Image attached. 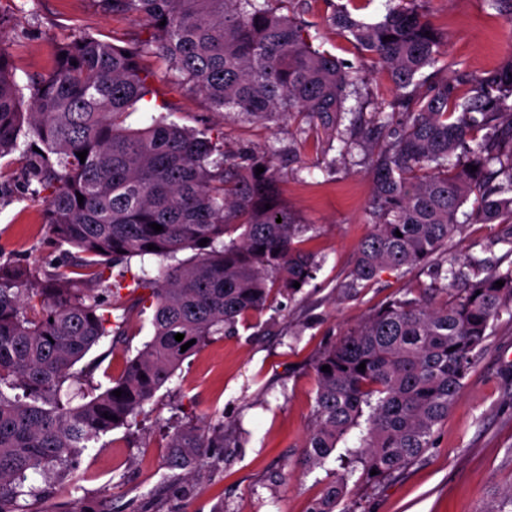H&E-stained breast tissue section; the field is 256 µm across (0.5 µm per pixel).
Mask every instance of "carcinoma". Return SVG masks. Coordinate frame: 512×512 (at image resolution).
Returning a JSON list of instances; mask_svg holds the SVG:
<instances>
[{
	"mask_svg": "<svg viewBox=\"0 0 512 512\" xmlns=\"http://www.w3.org/2000/svg\"><path fill=\"white\" fill-rule=\"evenodd\" d=\"M278 2L98 0L105 13L145 22L150 36L119 46L76 35L59 45L51 70L24 86L0 42V160L25 146L46 223L76 249L64 255L69 277L0 261V512H31L28 499L43 490L28 484L30 474L59 477L87 442L129 424L212 336L272 306L274 290L295 295L293 284L307 285L320 267L302 247L305 225L280 200L278 150L218 160L216 140L163 113L125 126L136 103L153 99L157 72L142 65L147 56L218 112L299 117L338 140L341 158L370 145L373 228L344 294L385 271L429 272L424 295L389 300L315 359L305 465L321 466L348 435L359 446L339 456L335 481L308 512H334L353 477L379 486L430 447L495 322L512 317V58L486 75L459 68L449 79L420 80L438 63L440 39L414 0H386L374 23L337 4L330 25L349 33L396 90L346 137L339 125L360 71L315 49L305 24L279 13ZM477 223L498 226L480 243L481 252L500 253L496 263L439 258ZM185 249L196 251L191 264L177 261ZM135 257L159 260V278L110 281L115 265ZM124 289L133 304L155 307L153 335L111 386L73 406L62 387L78 381L72 368L102 338L122 335L112 309ZM437 294L445 296L439 304ZM168 447L170 469H200L224 447V422L183 426Z\"/></svg>",
	"mask_w": 512,
	"mask_h": 512,
	"instance_id": "obj_1",
	"label": "carcinoma"
}]
</instances>
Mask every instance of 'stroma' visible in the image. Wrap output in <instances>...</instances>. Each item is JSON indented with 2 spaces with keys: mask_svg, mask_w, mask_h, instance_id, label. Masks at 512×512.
I'll return each mask as SVG.
<instances>
[{
  "mask_svg": "<svg viewBox=\"0 0 512 512\" xmlns=\"http://www.w3.org/2000/svg\"><path fill=\"white\" fill-rule=\"evenodd\" d=\"M417 8L441 37L439 75L452 64L477 74L496 70L512 56V23L487 0H416ZM316 48L364 69L360 98L365 112L395 90L387 75L369 67L350 37L328 23L329 0H289ZM12 17L0 29L11 51L20 84L49 70L64 38L90 33L117 45L145 39L147 27L134 18L107 14L96 0H0ZM157 101L169 121L209 136L224 149L281 150L280 196L307 224L305 247L321 262L314 280L294 298L238 323L234 332L213 336L143 406L130 427L89 442L77 465L59 478L50 496L34 502L35 512L59 504L91 505L101 512H308L325 492L335 458L312 470L302 465L312 427L316 382L312 362L328 345L427 276L382 273L354 297L344 281L361 241L371 230L367 204L373 181L366 152L353 149L337 161L336 150L316 133L300 135V119L263 123L212 111L204 96L168 75L155 82ZM295 153L287 161L285 152ZM335 168H328V161ZM19 158L0 164V255L36 269L63 270L66 251L51 234L45 202L33 193ZM152 309L132 308L124 340L105 337L87 358L98 367L86 392L108 386L125 358L135 356L153 333ZM223 422L240 438L223 459L198 475L180 472L167 482L169 428L187 421ZM512 486V318L502 317L448 417L434 428L431 448L378 487L349 482L335 512H484Z\"/></svg>",
  "mask_w": 512,
  "mask_h": 512,
  "instance_id": "stroma-1",
  "label": "stroma"
}]
</instances>
